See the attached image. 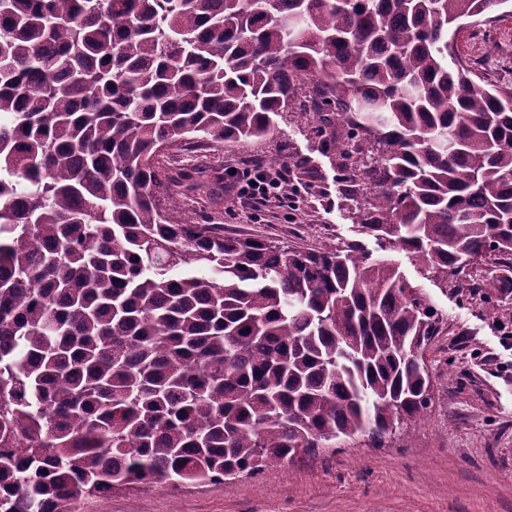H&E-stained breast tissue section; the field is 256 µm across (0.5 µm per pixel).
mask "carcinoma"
<instances>
[{
  "label": "carcinoma",
  "instance_id": "1",
  "mask_svg": "<svg viewBox=\"0 0 512 512\" xmlns=\"http://www.w3.org/2000/svg\"><path fill=\"white\" fill-rule=\"evenodd\" d=\"M509 0H0V512L228 484L423 419L440 317L353 242L174 221L160 162L312 99L363 233L512 283V88L448 32Z\"/></svg>",
  "mask_w": 512,
  "mask_h": 512
}]
</instances>
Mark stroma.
Returning <instances> with one entry per match:
<instances>
[{
	"instance_id": "obj_1",
	"label": "stroma",
	"mask_w": 512,
	"mask_h": 512,
	"mask_svg": "<svg viewBox=\"0 0 512 512\" xmlns=\"http://www.w3.org/2000/svg\"><path fill=\"white\" fill-rule=\"evenodd\" d=\"M454 46L490 82L512 86L511 38L480 43L465 28ZM313 125L312 113H285L261 140L175 153L162 163L169 189L159 202L177 218L220 224L228 234L310 249L353 241L396 265L443 314L424 352L433 378L427 416L378 445L359 436L226 486L116 489L82 501L78 512H512V293L477 292L484 265L445 282L424 279L415 258L363 234L341 194L336 157L321 149ZM255 160L291 167L280 206L265 212L213 181ZM299 160L305 168H296Z\"/></svg>"
}]
</instances>
